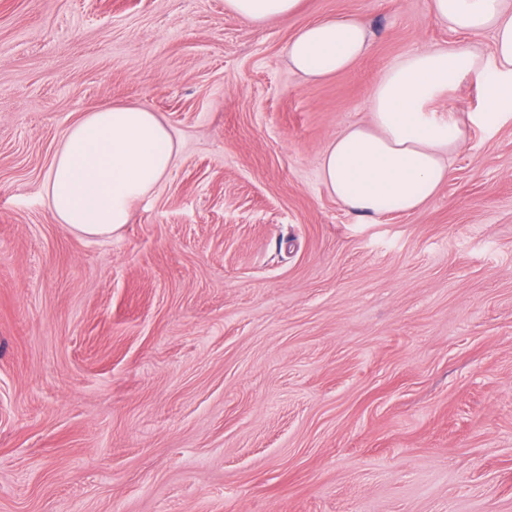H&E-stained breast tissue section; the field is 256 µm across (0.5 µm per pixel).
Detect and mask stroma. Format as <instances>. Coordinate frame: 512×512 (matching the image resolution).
<instances>
[{"label": "stroma", "instance_id": "1", "mask_svg": "<svg viewBox=\"0 0 512 512\" xmlns=\"http://www.w3.org/2000/svg\"><path fill=\"white\" fill-rule=\"evenodd\" d=\"M365 21L318 81L285 47ZM493 57L430 0H0V512H512V118L476 77L450 175L372 224L322 183L381 76L426 48ZM104 104L156 112L175 163L109 237L43 183ZM226 8L252 23H265L297 13L301 0H225ZM370 48L367 25L351 16H336L303 26L286 46L291 67L311 80L349 69Z\"/></svg>", "mask_w": 512, "mask_h": 512}]
</instances>
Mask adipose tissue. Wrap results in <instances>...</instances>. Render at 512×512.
<instances>
[{"label":"adipose tissue","mask_w":512,"mask_h":512,"mask_svg":"<svg viewBox=\"0 0 512 512\" xmlns=\"http://www.w3.org/2000/svg\"><path fill=\"white\" fill-rule=\"evenodd\" d=\"M301 0H225L252 23L297 13ZM450 29L491 31L492 63L454 45L425 49L392 66L375 85L370 119L339 134L325 148L320 178L350 212L376 218L412 212L447 181L446 158L467 140V124L442 118L429 104L476 75L484 114L495 123L512 116V5L507 0H431ZM370 48L367 25L351 16L303 26L286 46L291 67L311 80L349 69ZM176 160L172 134L159 117L135 106L99 107L72 125L43 184L57 221L88 237H108L130 222L135 203L148 196Z\"/></svg>","instance_id":"obj_1"}]
</instances>
